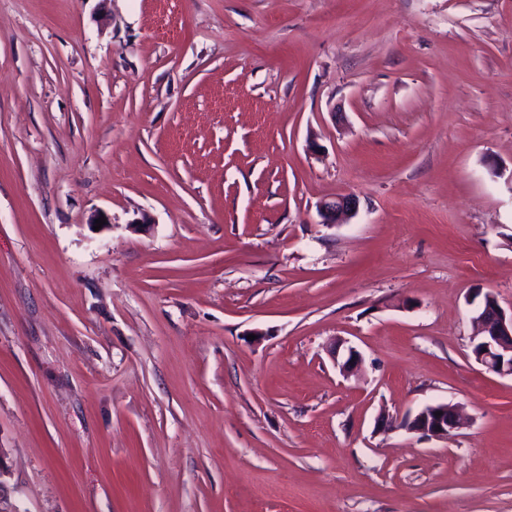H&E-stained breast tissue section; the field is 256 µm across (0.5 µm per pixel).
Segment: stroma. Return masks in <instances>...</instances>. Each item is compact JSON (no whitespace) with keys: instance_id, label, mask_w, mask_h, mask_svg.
Returning <instances> with one entry per match:
<instances>
[{"instance_id":"obj_1","label":"stroma","mask_w":512,"mask_h":512,"mask_svg":"<svg viewBox=\"0 0 512 512\" xmlns=\"http://www.w3.org/2000/svg\"><path fill=\"white\" fill-rule=\"evenodd\" d=\"M166 9L0 0L19 512H512L468 303L512 307V0ZM434 402L449 439L377 426ZM357 208L358 204L354 197L338 195L322 205L321 216L323 217V224H343L340 223L341 218L356 214ZM345 343L347 342L344 339L334 337L329 341L326 350L334 364L339 368L340 373L344 377H348L357 371L361 359L353 347L344 348L345 353L340 356L341 348Z\"/></svg>"}]
</instances>
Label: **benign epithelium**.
I'll use <instances>...</instances> for the list:
<instances>
[{"label":"benign epithelium","instance_id":"7a95c632","mask_svg":"<svg viewBox=\"0 0 512 512\" xmlns=\"http://www.w3.org/2000/svg\"><path fill=\"white\" fill-rule=\"evenodd\" d=\"M357 208L354 197L338 195L322 205L321 216L326 224H338L341 218L355 214ZM488 299L489 303H480L473 311V322L479 328V335L474 337L476 349L473 356L487 372L512 377V309L505 310L492 295ZM326 350L343 376H351L357 371L360 356L356 350L345 346L344 339L332 338ZM437 411L441 415H435ZM461 426L459 406L444 402L428 404L414 414L405 415L398 422L385 421V427L390 430L399 429L427 439H446ZM5 476L3 464L0 463V512H19L12 502Z\"/></svg>","mask_w":512,"mask_h":512}]
</instances>
